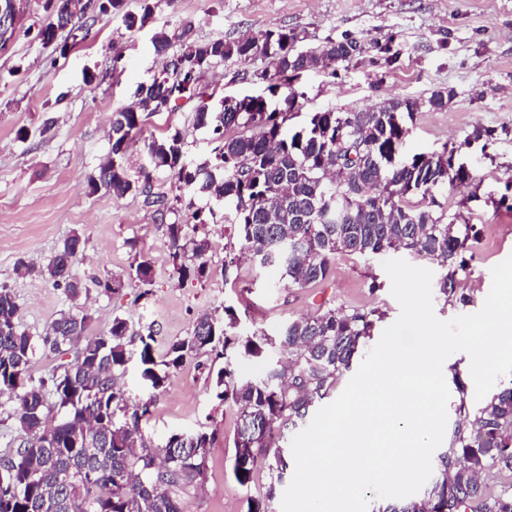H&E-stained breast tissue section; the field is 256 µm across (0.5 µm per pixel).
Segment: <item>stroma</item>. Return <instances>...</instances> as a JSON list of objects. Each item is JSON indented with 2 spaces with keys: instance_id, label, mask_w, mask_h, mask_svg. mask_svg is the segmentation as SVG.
I'll list each match as a JSON object with an SVG mask.
<instances>
[{
  "instance_id": "stroma-1",
  "label": "stroma",
  "mask_w": 512,
  "mask_h": 512,
  "mask_svg": "<svg viewBox=\"0 0 512 512\" xmlns=\"http://www.w3.org/2000/svg\"><path fill=\"white\" fill-rule=\"evenodd\" d=\"M146 3L152 14L144 28L127 30L120 14L101 17L88 39L64 55L32 32L43 12L31 0L11 49L0 54V287L14 292L22 329L41 336L61 314L85 312L91 317L88 335L99 336L118 316L133 332L156 331L161 355L170 342L188 336L197 314L226 304L246 310L243 330L272 335L288 321L334 305L378 310L380 332L398 318L381 259L337 255L328 285L291 291L279 287L276 271L249 259L225 272L224 247L233 237L223 225L210 224L207 280H181L172 273L167 225L188 223L187 209L162 218L143 196L90 193L87 178L109 150L113 111L131 102L137 86L164 65L154 34L186 20L200 41L281 28L301 31L307 48L328 38H356L362 51L355 58L294 82L299 99L292 123L301 125L309 113L330 107L357 112L393 99L420 102L405 149L458 148L473 179L443 186L435 198L480 231L456 296H434V312L450 320L482 308L492 268L512 256V211L497 204L512 183V0H126V8L137 13ZM252 69V63L232 59L202 82L218 99L253 93ZM437 91L452 97L444 109H429L426 101ZM192 110L181 100L168 111L143 114L128 157L131 168L146 162V144L169 128L182 132L191 157H206L210 146L194 127ZM478 127L498 129L499 135L485 146L468 143ZM75 233L85 249L71 274L88 287V297L74 302L53 281L17 275L20 262H46ZM139 253L151 260V284L103 293L99 281L125 273ZM153 397L144 426L153 445L174 431L218 435L203 479L184 498L185 512H248L270 478L260 470L248 486L235 481L237 415L213 399L199 358L187 357Z\"/></svg>"
}]
</instances>
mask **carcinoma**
Segmentation results:
<instances>
[{
    "mask_svg": "<svg viewBox=\"0 0 512 512\" xmlns=\"http://www.w3.org/2000/svg\"><path fill=\"white\" fill-rule=\"evenodd\" d=\"M64 13L86 30L98 16L84 13L80 0H56V10L45 12L39 27L52 26ZM302 41L299 32L278 29L199 42L190 21L155 34L156 51L177 47L174 57L181 67L154 75L139 85L136 101L112 113L110 148L89 176L91 192L142 195L164 218L175 207L152 192V172L166 169L190 195L194 229L231 227L237 245L225 247L226 272L248 253L261 267L279 270V286L302 289L325 284L338 254L371 260L404 252L437 265L435 288L445 298L454 296L457 276L467 268L464 253L480 232L474 224L457 223V215L434 209V191L472 179L471 169L452 163L454 149L403 155L408 122L418 108L408 99L360 112H312L302 126H290L299 97L291 81L360 52L352 38H328L307 50L298 48ZM234 58L268 62L251 74L252 81L265 85L263 93L208 102L212 95L201 78ZM179 98L197 101L193 124L209 132L215 144L211 156L190 158L182 132L170 129L146 145L147 163L132 175L126 159L141 114L164 112ZM226 102L235 111H224ZM233 127L241 132L226 135ZM416 194L420 203H410L408 197ZM197 198L205 205L195 206ZM167 231L173 273L204 277L208 239L186 240L185 225L177 222ZM83 250L81 237L73 234L46 264L21 263L17 272L62 283L77 301L87 288L70 276V268ZM151 278L150 259L137 254L127 275L98 286L114 294L127 281L145 285ZM18 313L12 291L0 287V397L8 396L7 417L21 437L16 450L0 456V512H77L66 491L74 484L85 512H182L183 496L203 477L217 435L175 431L159 451L146 441L150 401L129 403L119 385L134 342L126 320L115 317L107 334L90 337V317L68 314L54 320L45 335L31 336L21 329ZM381 318L376 309L326 307L288 322L275 342L262 330L242 333L236 309L226 305L221 313L200 314L191 334L170 344L160 361L154 334L139 337L140 376L146 388L158 391L190 355L222 361L210 366L208 376L214 399L238 414L232 473L246 486L257 470H268L269 486L249 507L268 512L290 467L291 452L282 440L332 395ZM40 344L53 353L76 348L75 363L64 367L48 391L26 379ZM274 346L284 358L269 364L268 349ZM244 363L263 370L246 378ZM459 413L462 423L438 455L428 490L392 498L378 512H512V481L495 493L483 482L491 470L512 476V380L476 408L461 401Z\"/></svg>",
    "mask_w": 512,
    "mask_h": 512,
    "instance_id": "obj_1",
    "label": "carcinoma"
}]
</instances>
